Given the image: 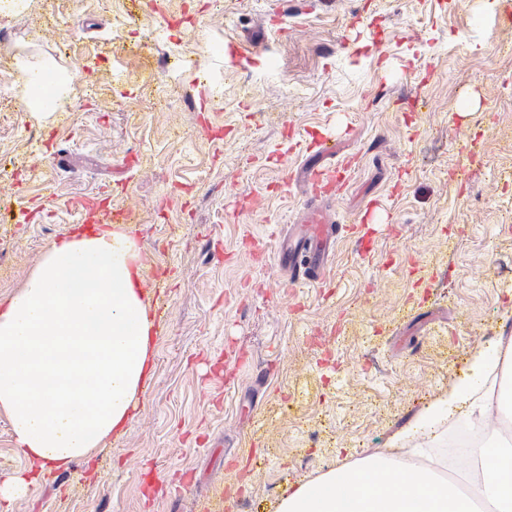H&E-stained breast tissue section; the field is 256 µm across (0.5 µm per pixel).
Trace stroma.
<instances>
[{
  "label": "stroma",
  "mask_w": 512,
  "mask_h": 512,
  "mask_svg": "<svg viewBox=\"0 0 512 512\" xmlns=\"http://www.w3.org/2000/svg\"><path fill=\"white\" fill-rule=\"evenodd\" d=\"M165 21L169 78L146 42ZM324 137L344 229L325 280L291 287L268 258ZM0 166V301L127 209L168 308L130 425L9 512H277L409 447L512 344V0H0Z\"/></svg>",
  "instance_id": "1"
}]
</instances>
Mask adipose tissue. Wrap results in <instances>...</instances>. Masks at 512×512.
Instances as JSON below:
<instances>
[{
    "label": "adipose tissue",
    "instance_id": "ef3b65f1",
    "mask_svg": "<svg viewBox=\"0 0 512 512\" xmlns=\"http://www.w3.org/2000/svg\"><path fill=\"white\" fill-rule=\"evenodd\" d=\"M140 252L112 225L76 229L53 245L24 286L0 305V411L30 462L0 480V504L55 469L97 453L131 421L153 372ZM460 482L395 454L371 453L288 488L278 512H512V440L471 450Z\"/></svg>",
    "mask_w": 512,
    "mask_h": 512
}]
</instances>
